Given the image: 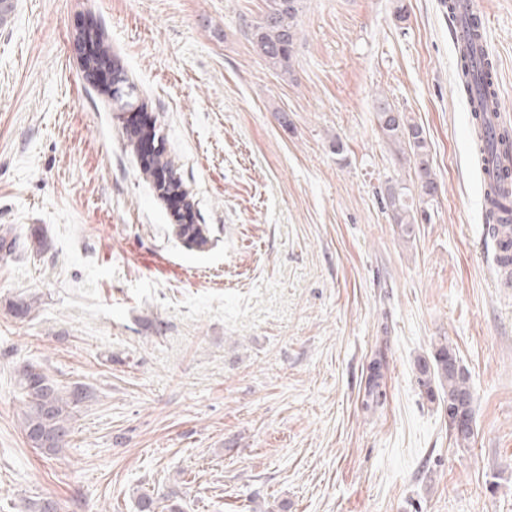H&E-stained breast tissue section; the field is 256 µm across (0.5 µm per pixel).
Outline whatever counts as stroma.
<instances>
[{"mask_svg": "<svg viewBox=\"0 0 512 512\" xmlns=\"http://www.w3.org/2000/svg\"><path fill=\"white\" fill-rule=\"evenodd\" d=\"M0 23V512H512V292L495 288L482 189L441 0H302L288 74L248 33L266 0H12ZM512 121V0H482ZM112 64L208 225L175 219L84 67ZM384 97L421 125L428 202L381 138ZM343 152H335V142ZM428 222L403 238L382 201ZM43 231L44 252L31 237ZM156 253L164 274L140 257ZM33 302L16 318L9 303ZM470 373L475 438L453 443L415 362L441 342ZM382 358L385 398L367 406ZM96 399L48 456L21 429L15 370ZM407 190V187L401 186L397 181L393 183L392 180H388L383 197L394 224L399 225L405 236L411 237L414 225L419 224V219L417 208L414 210L413 198ZM176 235L184 243L198 249L209 243V228L205 224H176Z\"/></svg>", "mask_w": 512, "mask_h": 512, "instance_id": "35a3bbf8", "label": "stroma"}]
</instances>
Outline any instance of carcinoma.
<instances>
[{
    "instance_id": "1",
    "label": "carcinoma",
    "mask_w": 512,
    "mask_h": 512,
    "mask_svg": "<svg viewBox=\"0 0 512 512\" xmlns=\"http://www.w3.org/2000/svg\"><path fill=\"white\" fill-rule=\"evenodd\" d=\"M300 0H266V9L254 25L250 36L258 54L266 64L285 73L290 72L298 35ZM469 36L455 44L457 52L458 87L466 97L472 115L478 165L489 170L491 162L512 159V127H495L486 114L496 111L494 64L479 54L478 19L471 22ZM136 87L120 71L112 73V99L123 106L131 105ZM374 110L380 135L384 142L401 157L413 160L420 196L434 200L438 184L429 159V142L423 127L386 99H376ZM169 174L170 188H183L171 161L159 153L153 164L143 167V174L156 178L157 172ZM387 210L402 233L409 237L419 223L412 196L407 187L391 180L383 193ZM485 223L489 238L501 249L512 248V197L494 187L484 186ZM176 235L184 243L198 249L209 243V228L205 224H178ZM416 383L420 393L437 407L457 409L465 427L453 433L454 443L470 447L474 437V395L470 387L469 371L461 363L455 349L447 342L438 344L430 357L417 359ZM19 385L24 398L21 428L31 447L48 455H56L68 447V422L85 403L94 398V392L84 383L68 386L50 378L40 363L28 362L17 369ZM382 362L373 360L369 365L368 395L381 401L385 397ZM21 512H58V503L49 497L24 500Z\"/></svg>"
}]
</instances>
